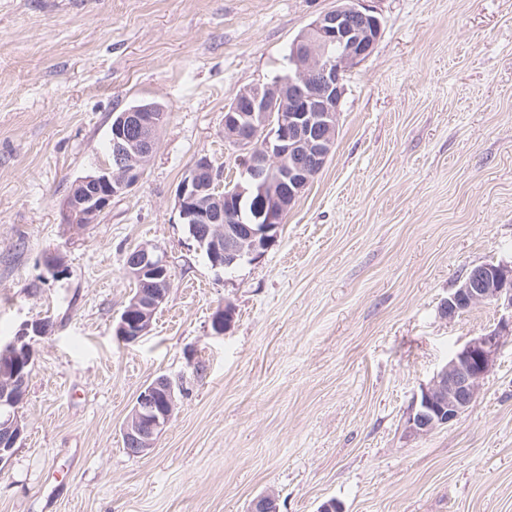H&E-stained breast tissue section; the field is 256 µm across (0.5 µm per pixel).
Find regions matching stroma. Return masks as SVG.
Instances as JSON below:
<instances>
[{"label":"stroma","mask_w":512,"mask_h":512,"mask_svg":"<svg viewBox=\"0 0 512 512\" xmlns=\"http://www.w3.org/2000/svg\"><path fill=\"white\" fill-rule=\"evenodd\" d=\"M366 5L382 34L347 76L331 156L276 243L227 273L176 188L203 155L237 178L225 105L283 73L336 0H0V338L53 322L0 512H248L265 492L280 512H512L511 338L458 420L406 429L434 372L503 316L439 306L471 266L512 260V0ZM141 101L167 109L141 181L96 223H63L113 112ZM142 244L171 287L125 343L123 257ZM162 374L176 408L130 455L122 424Z\"/></svg>","instance_id":"obj_1"}]
</instances>
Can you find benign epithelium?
Returning a JSON list of instances; mask_svg holds the SVG:
<instances>
[{"instance_id": "benign-epithelium-1", "label": "benign epithelium", "mask_w": 512, "mask_h": 512, "mask_svg": "<svg viewBox=\"0 0 512 512\" xmlns=\"http://www.w3.org/2000/svg\"><path fill=\"white\" fill-rule=\"evenodd\" d=\"M381 29L380 18L363 7V0H341L294 39L285 73L240 89L224 108V139L242 152L239 179L223 186V171L202 156L176 190L183 223L206 225L195 239L207 247L214 266L255 261L275 243L288 211L333 150L345 76L372 54ZM164 119L165 108L158 103L112 113L107 161L96 174L74 182L63 205L64 223H96L113 199L139 183ZM125 268L138 288L119 316L115 335L133 343L149 333L167 298L171 274L165 257L147 245L129 251ZM481 305L512 310V262L467 269L441 303V313L452 319ZM234 316L231 304L217 309L213 334L224 335ZM49 335L48 320L40 318L0 341V468L11 459L26 430L19 409L27 394L25 368L33 363V343ZM505 335H512V321L499 323L451 353L412 403L408 417L412 435L448 426L468 409ZM176 399L174 385L164 375L139 391L122 427L130 454L141 456L155 447ZM249 512H279L275 495L256 497Z\"/></svg>"}]
</instances>
